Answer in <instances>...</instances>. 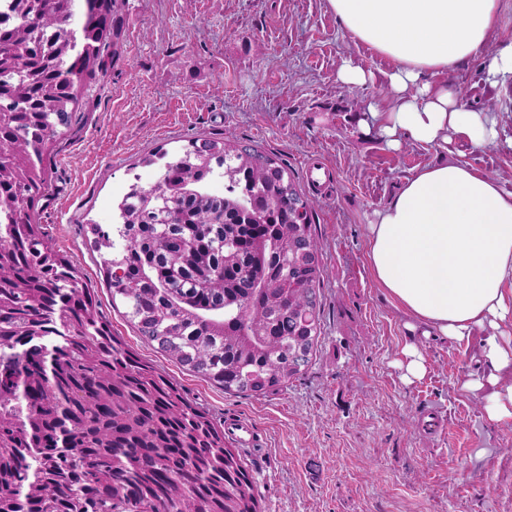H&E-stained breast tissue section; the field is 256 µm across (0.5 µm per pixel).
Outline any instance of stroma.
I'll return each instance as SVG.
<instances>
[{
	"label": "stroma",
	"instance_id": "stroma-1",
	"mask_svg": "<svg viewBox=\"0 0 512 512\" xmlns=\"http://www.w3.org/2000/svg\"><path fill=\"white\" fill-rule=\"evenodd\" d=\"M119 58L90 83L83 124L52 157L35 209L57 250L82 269L112 333L163 368L217 420L253 426L230 440L256 481L261 512H512V422L489 423L459 385L476 373L464 346L407 331L406 316L371 278L367 226L416 166L437 153L391 150L360 119L388 92L386 63L356 43L326 0H124ZM374 78L343 84L345 61ZM488 58L447 76L463 103L494 105L512 129V101L483 84ZM232 133L287 167L314 203L321 242V331L301 374L278 392L227 394L157 353L113 300L84 225L113 223L141 162L188 139ZM427 367L405 381L403 350Z\"/></svg>",
	"mask_w": 512,
	"mask_h": 512
}]
</instances>
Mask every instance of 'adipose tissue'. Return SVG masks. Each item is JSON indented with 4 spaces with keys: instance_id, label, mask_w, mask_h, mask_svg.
Wrapping results in <instances>:
<instances>
[{
    "instance_id": "adipose-tissue-1",
    "label": "adipose tissue",
    "mask_w": 512,
    "mask_h": 512,
    "mask_svg": "<svg viewBox=\"0 0 512 512\" xmlns=\"http://www.w3.org/2000/svg\"><path fill=\"white\" fill-rule=\"evenodd\" d=\"M330 12L388 65L390 93L365 124L391 148L408 140L443 151L413 170L368 226L371 278L410 329L476 343L485 369L462 382L489 421L512 420V191L480 173L465 150L512 135L496 113L462 105L442 83L449 71L493 58L490 87L512 90V40L493 42L512 0H327Z\"/></svg>"
}]
</instances>
